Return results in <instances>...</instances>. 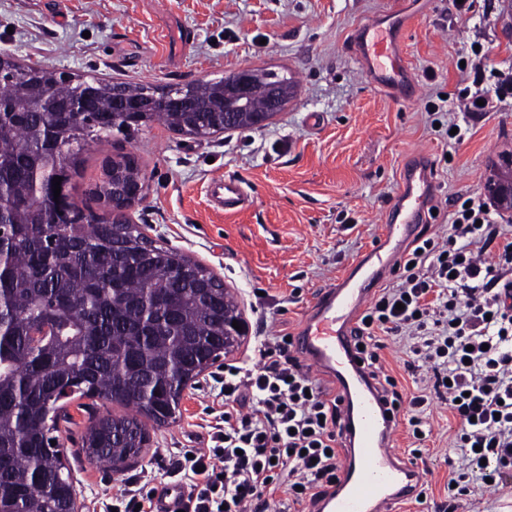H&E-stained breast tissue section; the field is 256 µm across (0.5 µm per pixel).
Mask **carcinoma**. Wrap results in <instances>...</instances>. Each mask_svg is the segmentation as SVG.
Segmentation results:
<instances>
[{
  "mask_svg": "<svg viewBox=\"0 0 512 512\" xmlns=\"http://www.w3.org/2000/svg\"><path fill=\"white\" fill-rule=\"evenodd\" d=\"M0 512H74L76 490L52 445L67 400L102 399L126 413L92 419L82 448L93 463L125 470L149 441L148 425L180 414L182 394L237 343L224 324L239 318L215 275L174 249L153 244L136 224H108L61 208L50 223L44 198L62 166L73 169L91 143L112 130L154 123L193 137L252 129L267 109L269 85L284 100L293 77L255 70L245 111L224 126V79L168 84L183 105L163 101L151 83L112 82L65 74L15 60L0 61ZM87 98L82 114L60 104ZM149 100L136 122L121 115L125 100ZM138 161L112 163L98 194L132 178ZM46 325L40 346L28 332Z\"/></svg>",
  "mask_w": 512,
  "mask_h": 512,
  "instance_id": "carcinoma-1",
  "label": "carcinoma"
}]
</instances>
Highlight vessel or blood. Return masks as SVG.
<instances>
[{
    "label": "vessel or blood",
    "instance_id": "obj_1",
    "mask_svg": "<svg viewBox=\"0 0 512 512\" xmlns=\"http://www.w3.org/2000/svg\"><path fill=\"white\" fill-rule=\"evenodd\" d=\"M411 18L402 0L387 12L364 20L356 29L353 56L377 88L399 97L410 96L415 81L404 58V39ZM433 191L427 156L404 169L392 211L399 221L385 227L382 246L409 238L425 219ZM211 205L234 210L250 203L242 182L212 177L207 184ZM372 294L371 278L348 274L321 289L293 343L305 360L336 386L345 434L339 481L313 506V512H390L391 504L409 500L419 491L421 475L395 457L389 443L395 419L384 394L361 365L353 318ZM184 488L169 484L155 499V512H180Z\"/></svg>",
    "mask_w": 512,
    "mask_h": 512
}]
</instances>
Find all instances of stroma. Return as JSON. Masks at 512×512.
<instances>
[{
    "label": "stroma",
    "instance_id": "35a3bbf8",
    "mask_svg": "<svg viewBox=\"0 0 512 512\" xmlns=\"http://www.w3.org/2000/svg\"><path fill=\"white\" fill-rule=\"evenodd\" d=\"M391 2L0 0V52L23 64L157 86L267 69L298 84L296 97L259 129L196 138L156 123L112 133L83 153L69 185L72 201L105 216L107 204L95 189L106 167L136 155L148 189L129 218L156 245L179 250L222 280L242 313L244 334L184 390L176 422L150 429L147 448L124 471L90 462L81 445L91 416L119 415L122 407L96 398L83 410L68 403L73 420L58 422L56 436L78 512H99L143 471L156 487L169 485L160 456L204 446L224 410L208 393L213 378L226 364H253L257 337L299 331L317 292L381 238L399 175L415 152L428 154L434 181L432 221L415 230L424 239L446 235L455 199L482 194L502 153L512 152V98L479 114L445 102L449 118L467 131L460 144L432 128L423 109L439 91L493 94L499 75L512 73V0H476L466 14L454 0H418L405 44L416 92L405 100L372 86L352 55L356 27ZM477 46L491 49L495 72L474 75ZM218 175L240 179L250 206L211 209L206 186ZM381 341V360L404 397L420 394L429 379L407 373V340ZM426 414L431 435L424 443L402 423L391 440L403 461L410 448L424 447L417 464L427 496L398 512H438L448 498L446 458L460 426L440 401ZM511 505L509 470L498 487L478 486L460 499L457 512H504Z\"/></svg>",
    "mask_w": 512,
    "mask_h": 512
}]
</instances>
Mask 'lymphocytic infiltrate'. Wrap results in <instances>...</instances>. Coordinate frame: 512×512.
Returning a JSON list of instances; mask_svg holds the SVG:
<instances>
[{
	"mask_svg": "<svg viewBox=\"0 0 512 512\" xmlns=\"http://www.w3.org/2000/svg\"><path fill=\"white\" fill-rule=\"evenodd\" d=\"M486 205L458 198L447 236L423 240L396 262L398 284L382 289L356 328L371 378L393 409L409 405L408 424L422 441L428 398H404L379 355V333L411 339L407 371L426 368L461 425L453 463L460 496L470 481L497 483L512 469V239ZM255 351V366L224 368V411L208 446L168 460L188 487L183 512H263L283 488L292 503L314 502L339 478L338 397L307 375L285 336L257 340Z\"/></svg>",
	"mask_w": 512,
	"mask_h": 512,
	"instance_id": "f902f5d3",
	"label": "lymphocytic infiltrate"
}]
</instances>
